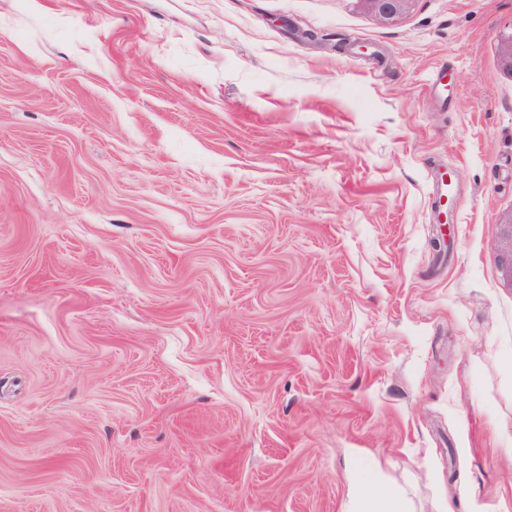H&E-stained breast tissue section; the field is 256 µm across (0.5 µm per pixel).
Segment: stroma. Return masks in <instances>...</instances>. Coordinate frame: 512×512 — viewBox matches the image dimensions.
Masks as SVG:
<instances>
[{
	"label": "stroma",
	"instance_id": "1",
	"mask_svg": "<svg viewBox=\"0 0 512 512\" xmlns=\"http://www.w3.org/2000/svg\"><path fill=\"white\" fill-rule=\"evenodd\" d=\"M511 30L0 0V512L512 504ZM501 225V268L507 282L512 286V214ZM358 487L356 512H413L410 499L404 490H397L387 497H382L371 488L368 478L357 475Z\"/></svg>",
	"mask_w": 512,
	"mask_h": 512
}]
</instances>
